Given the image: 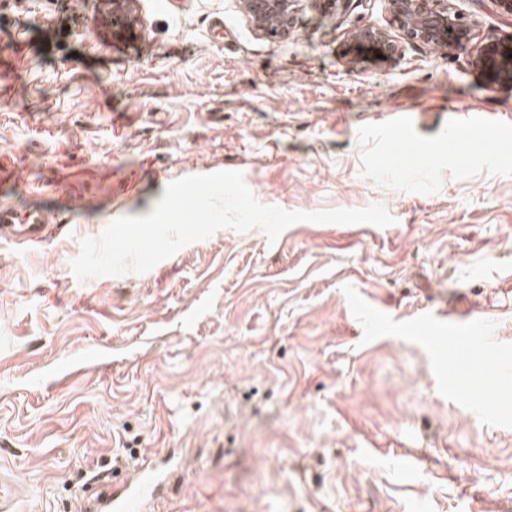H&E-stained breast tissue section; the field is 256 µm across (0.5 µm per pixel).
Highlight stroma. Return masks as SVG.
Here are the masks:
<instances>
[{"mask_svg": "<svg viewBox=\"0 0 512 512\" xmlns=\"http://www.w3.org/2000/svg\"><path fill=\"white\" fill-rule=\"evenodd\" d=\"M109 2L0 0V211L57 216L47 242H0V512H79L96 474L159 452L184 473L158 512H512V380L417 319L467 297L512 352V90L408 43L346 67L343 33L388 27L387 0L307 2L285 39L238 0H134L116 37ZM220 169L267 205L396 222L223 229L75 278L81 239Z\"/></svg>", "mask_w": 512, "mask_h": 512, "instance_id": "1", "label": "stroma"}]
</instances>
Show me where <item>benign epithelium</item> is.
Segmentation results:
<instances>
[{
	"mask_svg": "<svg viewBox=\"0 0 512 512\" xmlns=\"http://www.w3.org/2000/svg\"><path fill=\"white\" fill-rule=\"evenodd\" d=\"M130 0H112L114 33L132 26ZM302 0H240L244 14L264 36L285 38ZM390 23L403 40L423 48H441L469 57L470 65L489 89H512V35L481 38L475 25L463 20L452 0H388ZM401 40V41H403ZM401 41L388 30L374 25L358 26L345 35L340 56L355 66L362 59L387 60L402 51Z\"/></svg>",
	"mask_w": 512,
	"mask_h": 512,
	"instance_id": "benign-epithelium-1",
	"label": "benign epithelium"
}]
</instances>
